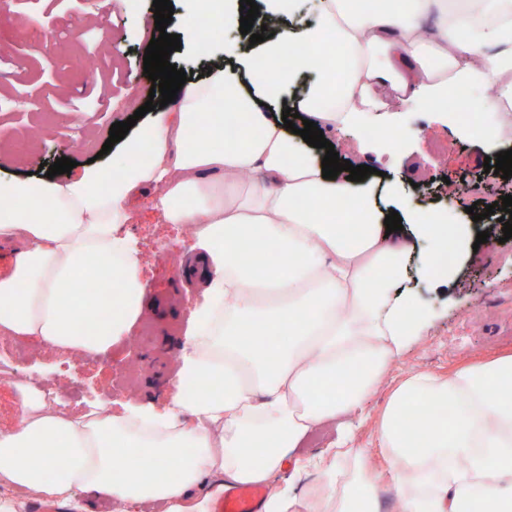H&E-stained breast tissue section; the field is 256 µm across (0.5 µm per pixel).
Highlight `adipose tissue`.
<instances>
[{
    "label": "adipose tissue",
    "mask_w": 512,
    "mask_h": 512,
    "mask_svg": "<svg viewBox=\"0 0 512 512\" xmlns=\"http://www.w3.org/2000/svg\"><path fill=\"white\" fill-rule=\"evenodd\" d=\"M182 34L240 26V0H191ZM269 37L264 68L214 66L186 82L158 120L124 138L120 162L66 183L0 179V241L20 242L0 277V334L77 354H107L144 311L145 285L125 226L129 201L157 192L163 223L194 229L206 282L192 311L173 396L164 411L98 406L70 416L21 391L16 428L0 430V485L17 498L70 503L98 493L135 512H210L238 484L268 482L287 459L321 470L326 512H377L375 489L341 498L345 415L374 391L388 365L427 320L409 295L392 296L410 245L387 232L373 182L322 176L282 121L291 106L319 129L391 131L381 89L403 103L447 99L460 87L491 88L477 101L482 141L498 149L494 118L512 109V0H261ZM340 49L329 55L328 40ZM316 74L293 101L297 77ZM224 109L212 111L215 100ZM238 135L224 138L225 125ZM252 181L237 189L242 173ZM406 223L431 238L418 273L447 274L444 216L397 196ZM269 257L263 275L251 255ZM446 403L448 415L427 412ZM338 422L336 446L298 460L313 427ZM378 439L391 480L410 486L401 512H512V354L442 377L415 373L391 394ZM211 473L213 492H189Z\"/></svg>",
    "instance_id": "obj_1"
}]
</instances>
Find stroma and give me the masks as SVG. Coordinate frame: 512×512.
<instances>
[{"label":"stroma","instance_id":"obj_1","mask_svg":"<svg viewBox=\"0 0 512 512\" xmlns=\"http://www.w3.org/2000/svg\"><path fill=\"white\" fill-rule=\"evenodd\" d=\"M153 0H0V28L21 30V39L0 43V176L24 179L41 163L65 156L86 168L88 159L108 163L120 146L103 152L113 123L127 120L149 98L151 80L143 57L154 24ZM53 27L51 58L31 55L42 41L40 23ZM404 131L403 147L384 149L381 133L329 135L343 143L352 165L383 171L414 205L450 214L473 231L491 227L486 243L455 246L447 278L418 280L414 270L427 241L412 240L414 257L403 285L430 316V325L382 375L362 410L352 415L350 445L367 452L378 485V512H399L403 494L391 483L389 462L377 442V425L393 389L413 372L448 375L476 361L512 353V239L503 240L502 209L512 195V178L485 172L489 151L476 139L431 122L428 106L393 103ZM88 144L73 150V141ZM154 192L131 200L135 218L126 229L141 251L148 307L129 336L108 355L76 360L27 339L0 335V429L18 425L20 388L63 380L55 406L72 415L115 402L167 404L186 320L203 284L186 277L191 230L160 224ZM494 206L476 222L467 209Z\"/></svg>","mask_w":512,"mask_h":512}]
</instances>
